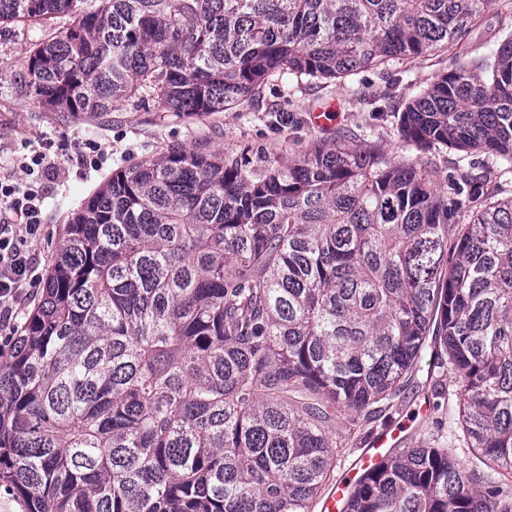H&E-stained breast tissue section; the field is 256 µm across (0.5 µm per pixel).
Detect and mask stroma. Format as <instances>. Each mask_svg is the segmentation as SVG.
Returning a JSON list of instances; mask_svg holds the SVG:
<instances>
[{
	"instance_id": "stroma-1",
	"label": "stroma",
	"mask_w": 512,
	"mask_h": 512,
	"mask_svg": "<svg viewBox=\"0 0 512 512\" xmlns=\"http://www.w3.org/2000/svg\"><path fill=\"white\" fill-rule=\"evenodd\" d=\"M506 0H496L470 32L467 42L471 56L493 51L502 35L501 17ZM46 34L38 25L10 23L0 26V175L19 176L22 158L46 153L56 174L43 177L47 193L44 205L45 230L36 255L41 268L50 269L57 245L74 211L119 166L132 165L159 156L171 147L223 153L226 161L246 159L249 169L262 171L287 162L316 140L357 144L364 135L382 142L394 156L418 157V150H405L393 119L377 114L373 105L385 106L412 98L432 77L451 65V56L438 52L411 64L409 72L362 75V95L344 84L289 85L280 80L266 85L259 105L246 102L213 114L187 115L125 104L109 112H86L78 116L52 112L29 96L22 72L23 50ZM323 101L336 104L331 124L319 127L312 109ZM93 143L105 157L97 168L80 170L68 160V149ZM457 385L452 373L434 367L423 356L413 379L403 388L395 421L407 423L404 444L434 441L466 470L481 469V462L459 441L456 409H433L423 387L427 378Z\"/></svg>"
}]
</instances>
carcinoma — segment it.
<instances>
[{
  "label": "carcinoma",
  "mask_w": 512,
  "mask_h": 512,
  "mask_svg": "<svg viewBox=\"0 0 512 512\" xmlns=\"http://www.w3.org/2000/svg\"><path fill=\"white\" fill-rule=\"evenodd\" d=\"M494 0H0L65 20L24 50L53 112H223L286 74L328 84L435 51L451 67L390 106L404 146L316 142L250 173L173 148L118 167L73 213L0 362V488L26 512H311L339 425L383 416L425 351L458 384L467 447L512 482V23ZM476 204L466 223L461 209ZM458 225L448 245V225ZM445 448L391 453L345 512H512ZM508 0H496L482 16L480 22L470 32L467 42L470 55L480 57L493 51L502 35L501 15L505 16L507 8L504 7ZM470 159H475L474 161H480V164L478 165L477 163L476 168L472 170V173H482V175H484L485 179L487 180L486 182L488 188H495L498 193H501V196L503 197L511 195L512 184L506 183L503 181V179H499L495 169L492 168L491 160L487 159L485 155H477L471 157Z\"/></svg>",
  "instance_id": "cac0c4a2"
}]
</instances>
